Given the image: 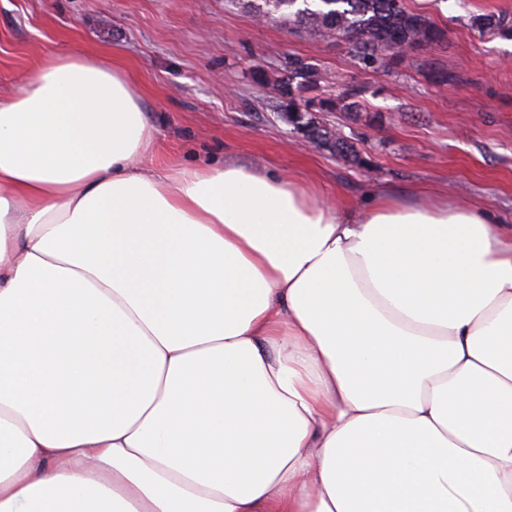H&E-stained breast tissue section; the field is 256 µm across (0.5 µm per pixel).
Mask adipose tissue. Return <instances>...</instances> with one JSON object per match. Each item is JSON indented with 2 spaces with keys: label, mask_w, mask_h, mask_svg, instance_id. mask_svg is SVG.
I'll use <instances>...</instances> for the list:
<instances>
[{
  "label": "adipose tissue",
  "mask_w": 512,
  "mask_h": 512,
  "mask_svg": "<svg viewBox=\"0 0 512 512\" xmlns=\"http://www.w3.org/2000/svg\"><path fill=\"white\" fill-rule=\"evenodd\" d=\"M125 73L0 98V512H512V238L172 166Z\"/></svg>",
  "instance_id": "ef3b65f1"
}]
</instances>
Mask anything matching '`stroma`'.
Here are the masks:
<instances>
[{
    "instance_id": "obj_1",
    "label": "stroma",
    "mask_w": 512,
    "mask_h": 512,
    "mask_svg": "<svg viewBox=\"0 0 512 512\" xmlns=\"http://www.w3.org/2000/svg\"><path fill=\"white\" fill-rule=\"evenodd\" d=\"M408 4L445 37L408 65L375 73L340 40L278 18L257 22L247 0H0V95L45 55L91 51L138 93L159 134V161L255 164L350 206L377 188L409 200L446 193L488 209L510 233L512 39L479 34L470 18L512 16V0ZM291 54L316 64L315 96L338 103L359 89L356 111L311 115L351 142L355 159L309 147L280 112Z\"/></svg>"
}]
</instances>
